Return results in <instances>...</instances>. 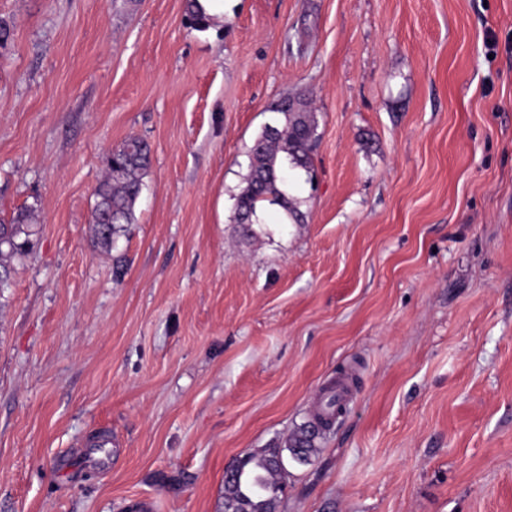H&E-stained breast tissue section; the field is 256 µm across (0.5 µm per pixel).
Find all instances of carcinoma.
I'll use <instances>...</instances> for the list:
<instances>
[{
  "label": "carcinoma",
  "instance_id": "obj_1",
  "mask_svg": "<svg viewBox=\"0 0 512 512\" xmlns=\"http://www.w3.org/2000/svg\"><path fill=\"white\" fill-rule=\"evenodd\" d=\"M187 17L190 25L202 30L209 26L199 0H187ZM272 111L284 116L285 124L266 129L254 139L248 158L245 187L236 199L234 221H241V212L251 214V223L242 225L245 236L251 234V225L259 221L265 203L279 206L292 224L303 221L297 200L290 195L289 185L299 170L311 168L312 153L319 140V123L311 102L301 104L296 114L283 100L272 106ZM151 164L148 146L136 136H130L112 149L107 158V170L94 190L95 204L91 224L97 242L105 247L114 244V238L135 221V206L142 193L143 179ZM36 207L28 205L18 210L5 223L0 221V268L7 270L12 258L23 253L33 234ZM116 216L118 223L104 234L99 221ZM299 454L307 460L315 458L317 445L314 425L305 421L298 425L285 446L275 445L259 453H248L238 460L236 477L224 480V504L234 505L249 512H276L282 493L286 469L277 463L283 451Z\"/></svg>",
  "mask_w": 512,
  "mask_h": 512
}]
</instances>
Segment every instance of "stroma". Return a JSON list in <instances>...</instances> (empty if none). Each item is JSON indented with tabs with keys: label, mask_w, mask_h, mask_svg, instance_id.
<instances>
[{
	"label": "stroma",
	"mask_w": 512,
	"mask_h": 512,
	"mask_svg": "<svg viewBox=\"0 0 512 512\" xmlns=\"http://www.w3.org/2000/svg\"><path fill=\"white\" fill-rule=\"evenodd\" d=\"M0 0V512H223L224 470L359 383L278 512H512V0ZM305 215L242 237L271 104ZM151 146L117 250L105 158ZM126 256L114 277V252ZM303 97L304 94L287 96L288 100L272 106V112L284 116L285 124L274 126L273 133L265 126L247 153L246 185L237 196L234 216V221L242 226L244 236L251 234V226L259 221L266 202L279 206L291 224L303 221L298 202L288 189L297 171L308 174L312 153L320 137L318 119L310 99L301 104L302 112H293L288 106L290 102L298 107L304 101ZM242 209L251 213V224H241ZM34 205L24 206L5 223L0 221V268L9 270L12 258L23 253L33 234Z\"/></svg>",
	"instance_id": "obj_1"
}]
</instances>
